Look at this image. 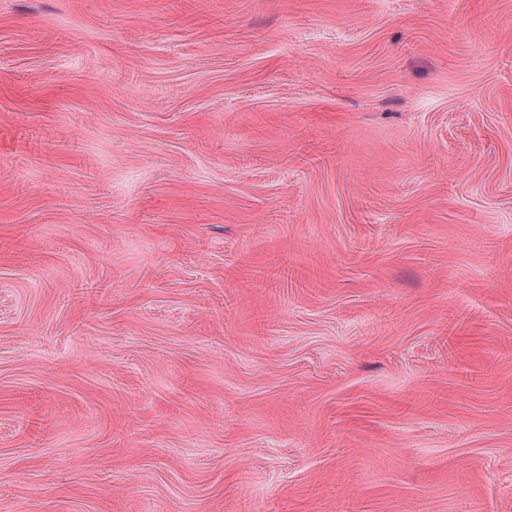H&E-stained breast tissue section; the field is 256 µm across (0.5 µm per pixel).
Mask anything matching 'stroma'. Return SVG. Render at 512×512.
I'll return each mask as SVG.
<instances>
[{
	"mask_svg": "<svg viewBox=\"0 0 512 512\" xmlns=\"http://www.w3.org/2000/svg\"><path fill=\"white\" fill-rule=\"evenodd\" d=\"M0 512H512V0H0Z\"/></svg>",
	"mask_w": 512,
	"mask_h": 512,
	"instance_id": "obj_1",
	"label": "stroma"
}]
</instances>
